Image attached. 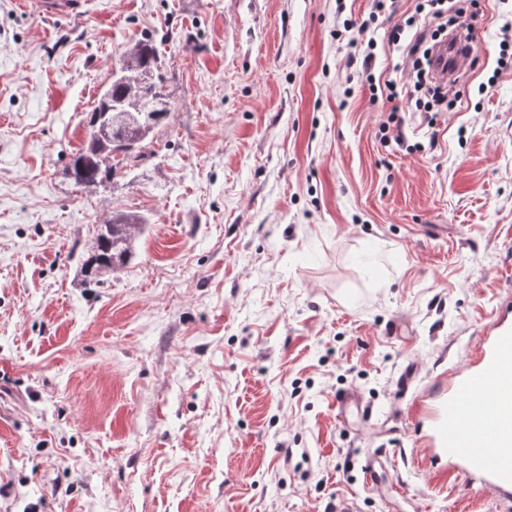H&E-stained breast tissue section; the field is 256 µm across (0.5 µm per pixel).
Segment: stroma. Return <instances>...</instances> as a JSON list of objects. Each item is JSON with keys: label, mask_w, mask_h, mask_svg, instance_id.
Segmentation results:
<instances>
[{"label": "stroma", "mask_w": 512, "mask_h": 512, "mask_svg": "<svg viewBox=\"0 0 512 512\" xmlns=\"http://www.w3.org/2000/svg\"><path fill=\"white\" fill-rule=\"evenodd\" d=\"M417 4L380 15L366 76L336 28L372 0H0V512H512L410 415L512 299V0H479L444 112L414 110L388 41ZM148 34L171 112L76 185L96 91ZM117 210L149 222L85 284ZM342 389L374 427L337 420ZM353 406L361 412L365 422L371 420L372 410L363 405L362 398L358 394L351 390H343L336 394V407L341 417Z\"/></svg>", "instance_id": "obj_1"}]
</instances>
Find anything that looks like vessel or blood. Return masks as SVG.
<instances>
[{"instance_id":"vessel-or-blood-1","label":"vessel or blood","mask_w":512,"mask_h":512,"mask_svg":"<svg viewBox=\"0 0 512 512\" xmlns=\"http://www.w3.org/2000/svg\"><path fill=\"white\" fill-rule=\"evenodd\" d=\"M469 67L456 40L438 44L432 69L438 79ZM430 423L428 445L452 466L478 474L499 500L512 498V305L498 308L476 361L455 374L429 408L414 405Z\"/></svg>"}]
</instances>
